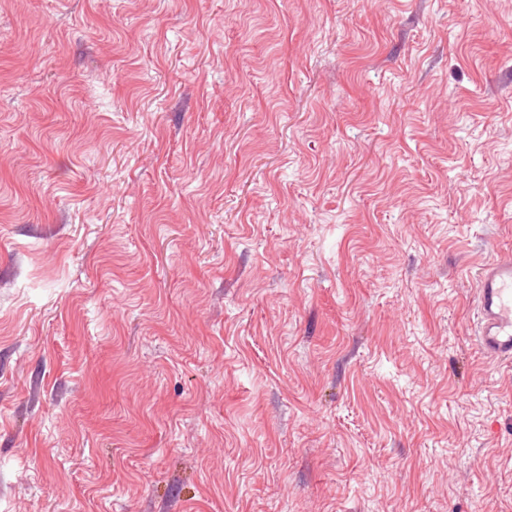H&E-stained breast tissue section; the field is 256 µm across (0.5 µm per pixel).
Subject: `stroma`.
Here are the masks:
<instances>
[{"instance_id":"35a3bbf8","label":"stroma","mask_w":512,"mask_h":512,"mask_svg":"<svg viewBox=\"0 0 512 512\" xmlns=\"http://www.w3.org/2000/svg\"><path fill=\"white\" fill-rule=\"evenodd\" d=\"M512 0H0V512H512ZM477 347L494 360H512V253L499 254L477 275Z\"/></svg>"}]
</instances>
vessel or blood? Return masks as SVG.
Segmentation results:
<instances>
[{
  "label": "vessel or blood",
  "instance_id": "vessel-or-blood-1",
  "mask_svg": "<svg viewBox=\"0 0 512 512\" xmlns=\"http://www.w3.org/2000/svg\"><path fill=\"white\" fill-rule=\"evenodd\" d=\"M477 347L494 360H512V253L499 254L477 275Z\"/></svg>",
  "mask_w": 512,
  "mask_h": 512
}]
</instances>
